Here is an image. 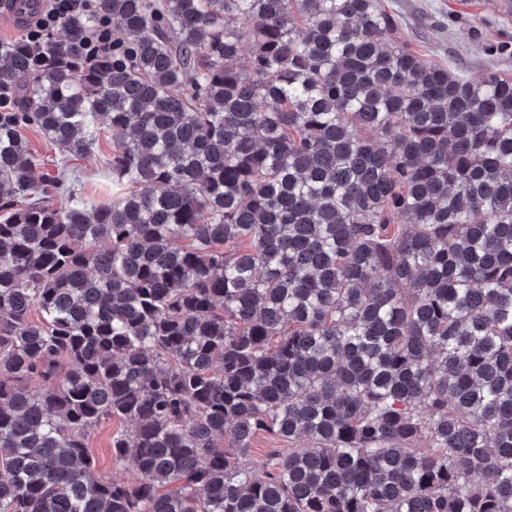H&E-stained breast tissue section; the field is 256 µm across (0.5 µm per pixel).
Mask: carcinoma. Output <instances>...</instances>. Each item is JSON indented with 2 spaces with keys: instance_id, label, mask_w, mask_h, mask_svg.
Listing matches in <instances>:
<instances>
[{
  "instance_id": "carcinoma-1",
  "label": "carcinoma",
  "mask_w": 512,
  "mask_h": 512,
  "mask_svg": "<svg viewBox=\"0 0 512 512\" xmlns=\"http://www.w3.org/2000/svg\"><path fill=\"white\" fill-rule=\"evenodd\" d=\"M97 9L0 42V512H512V77L383 0ZM100 119L93 202L23 131ZM112 52V20L106 16H98L95 30V41L91 44V52ZM128 424L118 419L105 420L95 427L88 438L89 453L99 477L107 480L127 479L126 471L118 470L112 464V434L127 429ZM287 443H282L276 440L268 433H260L256 436L253 442L252 454L249 460V467H252L254 472L261 476L263 469L260 466V461L264 459L265 455L271 448H286Z\"/></svg>"
}]
</instances>
